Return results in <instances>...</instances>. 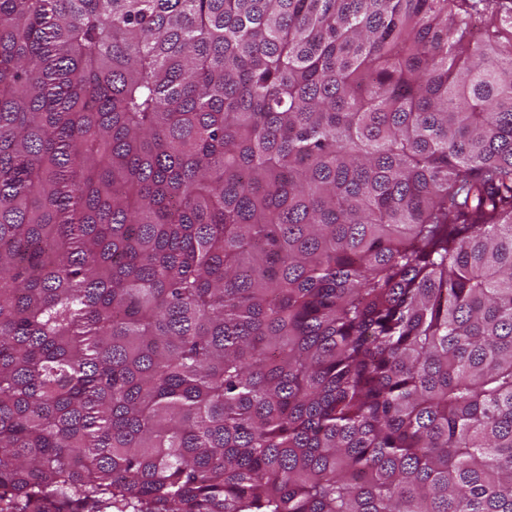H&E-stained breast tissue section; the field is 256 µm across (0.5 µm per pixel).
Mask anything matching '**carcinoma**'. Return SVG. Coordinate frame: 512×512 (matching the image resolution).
<instances>
[{
    "mask_svg": "<svg viewBox=\"0 0 512 512\" xmlns=\"http://www.w3.org/2000/svg\"><path fill=\"white\" fill-rule=\"evenodd\" d=\"M0 512H512V0H0Z\"/></svg>",
    "mask_w": 512,
    "mask_h": 512,
    "instance_id": "obj_1",
    "label": "carcinoma"
}]
</instances>
